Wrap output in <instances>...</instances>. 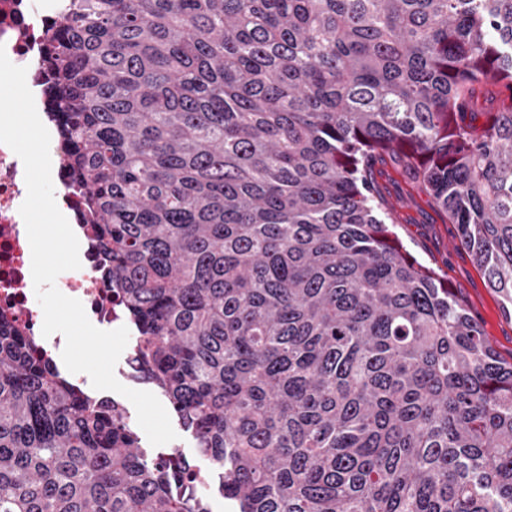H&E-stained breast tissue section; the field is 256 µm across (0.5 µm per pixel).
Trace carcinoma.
Returning a JSON list of instances; mask_svg holds the SVG:
<instances>
[{"instance_id":"1","label":"carcinoma","mask_w":512,"mask_h":512,"mask_svg":"<svg viewBox=\"0 0 512 512\" xmlns=\"http://www.w3.org/2000/svg\"><path fill=\"white\" fill-rule=\"evenodd\" d=\"M39 68L137 359L219 494L512 512V362L368 178L387 152L424 184L512 317V0H66ZM186 470L0 318V512H206Z\"/></svg>"}]
</instances>
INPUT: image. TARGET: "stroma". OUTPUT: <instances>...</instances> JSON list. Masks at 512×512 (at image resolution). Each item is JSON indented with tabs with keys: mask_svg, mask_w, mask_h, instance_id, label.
<instances>
[{
	"mask_svg": "<svg viewBox=\"0 0 512 512\" xmlns=\"http://www.w3.org/2000/svg\"><path fill=\"white\" fill-rule=\"evenodd\" d=\"M371 179L403 244L447 280L454 295L481 323L493 348L503 359H511L512 319L502 314L499 297L488 287L472 253L462 246L457 226L430 193L390 158L376 162Z\"/></svg>",
	"mask_w": 512,
	"mask_h": 512,
	"instance_id": "1",
	"label": "stroma"
}]
</instances>
